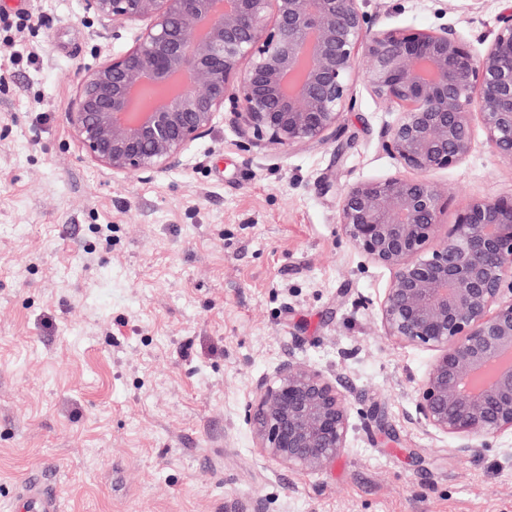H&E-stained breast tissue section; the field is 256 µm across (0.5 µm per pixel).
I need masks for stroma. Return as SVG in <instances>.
<instances>
[{"label":"stroma","instance_id":"1","mask_svg":"<svg viewBox=\"0 0 512 512\" xmlns=\"http://www.w3.org/2000/svg\"><path fill=\"white\" fill-rule=\"evenodd\" d=\"M364 0L375 28L496 27L503 0ZM0 30V512L56 468L63 512H512V434L477 458L411 418L429 351L384 336L391 274L338 224L353 183L402 175L380 147L397 112L355 75L326 144H244L218 119L175 168L112 176L68 121L78 80L132 45L86 0H24ZM429 176L439 222L512 195L481 123ZM341 379L367 412L350 446L305 472L255 446L244 407L288 359Z\"/></svg>","mask_w":512,"mask_h":512}]
</instances>
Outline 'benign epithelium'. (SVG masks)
I'll return each mask as SVG.
<instances>
[{
    "mask_svg": "<svg viewBox=\"0 0 512 512\" xmlns=\"http://www.w3.org/2000/svg\"><path fill=\"white\" fill-rule=\"evenodd\" d=\"M105 25H138L132 46L80 79L69 122L87 158L114 176L159 173L229 111L239 134L276 149L336 137L353 76L399 107L381 148L414 178L347 186L339 224L391 272L376 320L393 341L433 352L412 420L477 456L512 433V196L478 199L439 236L426 174L467 159L479 119L512 160V5L480 50L454 24L373 29L359 0H86ZM175 74L187 81L173 86ZM157 102L129 111L134 88ZM245 419L266 457L319 471L349 444L352 407L337 378L289 359L257 381Z\"/></svg>",
    "mask_w": 512,
    "mask_h": 512,
    "instance_id": "obj_1",
    "label": "benign epithelium"
}]
</instances>
